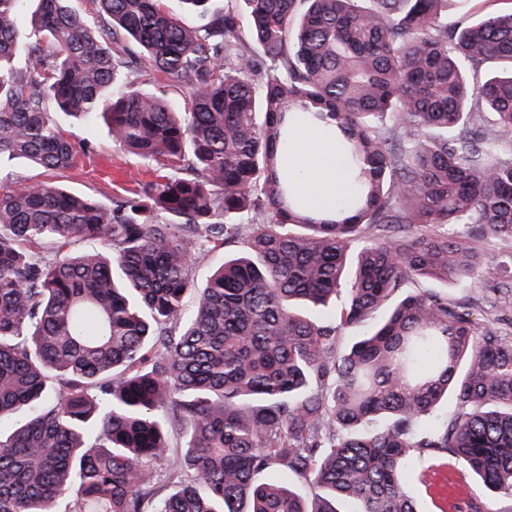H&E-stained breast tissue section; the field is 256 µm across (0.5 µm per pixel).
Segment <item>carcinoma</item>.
Wrapping results in <instances>:
<instances>
[{
	"mask_svg": "<svg viewBox=\"0 0 512 512\" xmlns=\"http://www.w3.org/2000/svg\"><path fill=\"white\" fill-rule=\"evenodd\" d=\"M23 2L0 0V512H418L417 457L512 497V340L415 287L506 263L484 243L512 241V11L181 0L188 27L164 0H92L93 26L39 0L24 30ZM52 108L107 118L149 176L110 206L13 183L15 159L91 153ZM294 122L352 164L332 217L291 195ZM81 239L98 248L66 251ZM237 242L187 313L194 262Z\"/></svg>",
	"mask_w": 512,
	"mask_h": 512,
	"instance_id": "1",
	"label": "carcinoma"
}]
</instances>
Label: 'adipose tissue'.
Returning <instances> with one entry per match:
<instances>
[{"instance_id": "adipose-tissue-1", "label": "adipose tissue", "mask_w": 512, "mask_h": 512, "mask_svg": "<svg viewBox=\"0 0 512 512\" xmlns=\"http://www.w3.org/2000/svg\"><path fill=\"white\" fill-rule=\"evenodd\" d=\"M282 166L293 172L291 187L314 213L334 212L352 189V176L336 137L320 127L297 124L283 147Z\"/></svg>"}]
</instances>
